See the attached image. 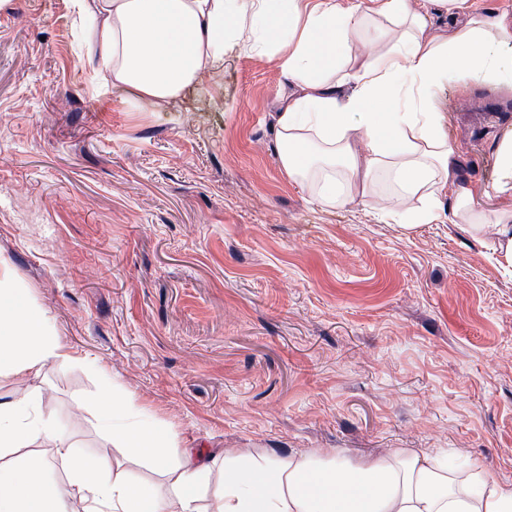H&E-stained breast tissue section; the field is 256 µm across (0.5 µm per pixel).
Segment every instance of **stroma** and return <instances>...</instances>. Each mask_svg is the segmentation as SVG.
I'll return each mask as SVG.
<instances>
[{
    "mask_svg": "<svg viewBox=\"0 0 512 512\" xmlns=\"http://www.w3.org/2000/svg\"><path fill=\"white\" fill-rule=\"evenodd\" d=\"M476 14L512 17V0L435 21L451 37ZM76 31L72 0H0V278L73 354L0 371V398L40 393L75 453L166 486L99 424L97 394L118 385L211 466L203 512L239 454L462 451L512 492V277L490 234L449 198L410 228L387 219L388 193L333 207L290 178L280 52L226 46L184 98L156 102L94 90ZM435 109L454 183L512 212V193L482 194L512 86L451 85Z\"/></svg>",
    "mask_w": 512,
    "mask_h": 512,
    "instance_id": "1",
    "label": "stroma"
}]
</instances>
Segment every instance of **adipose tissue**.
<instances>
[{
  "label": "adipose tissue",
  "instance_id": "1",
  "mask_svg": "<svg viewBox=\"0 0 512 512\" xmlns=\"http://www.w3.org/2000/svg\"><path fill=\"white\" fill-rule=\"evenodd\" d=\"M467 0H77L88 30L86 66L139 96H180L199 73L224 61V44L248 51L284 45L291 90L277 117L279 160L289 177L311 183L318 200L343 206L384 187L415 208L393 211L403 224H428L452 198L474 233L492 229L491 253L512 275V214L477 209L449 179L456 152L432 99L446 84L512 82V26L474 15L454 37L431 22L435 10ZM370 45L360 56L353 42ZM355 91L341 97L340 89ZM45 317L24 291L0 289V369L40 373L66 359ZM99 422L121 447L173 472V497L159 486L112 473L107 461L74 453L65 429L41 412L37 396L0 402V512H61L68 488L50 481V461L4 459L12 448L54 444L86 512H198L211 478L190 452L171 466L178 443L117 389L99 395ZM210 512H512V493L484 473L461 474L399 450L356 465L312 453L275 461L230 458Z\"/></svg>",
  "mask_w": 512,
  "mask_h": 512
}]
</instances>
